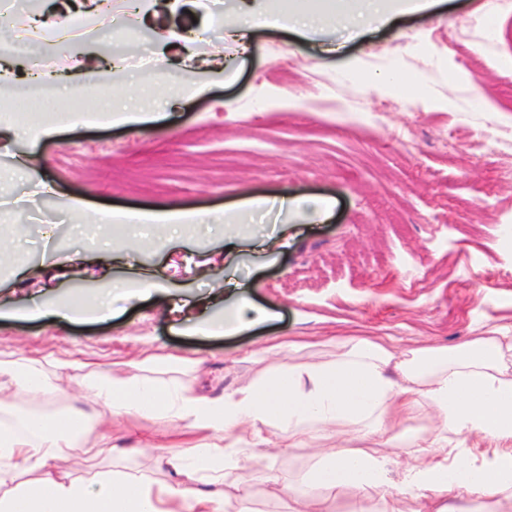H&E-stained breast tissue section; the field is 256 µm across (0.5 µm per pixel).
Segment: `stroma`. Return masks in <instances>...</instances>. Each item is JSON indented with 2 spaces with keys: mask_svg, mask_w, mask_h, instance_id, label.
<instances>
[{
  "mask_svg": "<svg viewBox=\"0 0 512 512\" xmlns=\"http://www.w3.org/2000/svg\"><path fill=\"white\" fill-rule=\"evenodd\" d=\"M228 0H179L161 17L112 12L97 29L75 25L76 41L111 47L123 61L107 101L150 99L155 117L124 124L113 118L60 128L37 142L0 140V357L33 360L51 370L56 358L100 364L118 376L204 387L219 393L247 385L311 358L331 360L341 343L363 336L393 345L454 351L497 326L512 327V181L498 172L512 165V0H439L429 12L394 15L350 35L326 28L301 37L259 28L249 54L225 41ZM190 38L191 64L174 69L159 87L153 64L174 54L161 35ZM340 43L327 52L329 42ZM23 67L73 66L76 55L0 40ZM291 60L288 69L280 60ZM370 88H362L363 77ZM196 88L186 96V88ZM502 142L471 154L489 123ZM35 153L32 175L14 167L16 153ZM54 191L42 193L39 181ZM328 198L335 207L318 218L303 206L284 214L277 197ZM86 211L74 213L70 198ZM253 202L254 221L238 207ZM221 211L237 233L224 243L225 225L197 224L165 247H146L135 259H107L101 250L126 234L100 216L117 211ZM209 261L207 274L197 262ZM155 286L141 292L136 284ZM245 282L244 296L268 313L265 322L235 335L211 333ZM67 300L77 320H32L25 312ZM182 306L168 314L171 305ZM189 356L199 370L159 367L142 372L139 356ZM51 392L13 397L22 412L54 416L79 406L107 418L124 452L93 456L75 451L58 464L70 477L129 473L160 487L170 469L153 450L138 451L139 436H169L166 417L129 413L110 417L82 373L53 375ZM351 447L387 457L391 485L411 460L408 447L359 439ZM244 448L245 499L224 512H293L282 485L304 483L320 439L277 451ZM341 512H425L423 501L387 494H348Z\"/></svg>",
  "mask_w": 512,
  "mask_h": 512,
  "instance_id": "stroma-1",
  "label": "stroma"
}]
</instances>
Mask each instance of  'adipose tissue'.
Segmentation results:
<instances>
[{
  "label": "adipose tissue",
  "instance_id": "ef3b65f1",
  "mask_svg": "<svg viewBox=\"0 0 512 512\" xmlns=\"http://www.w3.org/2000/svg\"><path fill=\"white\" fill-rule=\"evenodd\" d=\"M386 2L358 0L347 15L325 5L284 23L302 35L331 21L342 28L385 23L391 16ZM186 220L177 209L126 213L130 231L124 254L142 246L137 225L164 227L171 238ZM510 358L512 328L503 326L472 341L463 353L415 350L405 360L385 343L354 340L334 360H314L301 370L289 366L220 394L202 395L190 387L140 377L99 379L96 396L113 415L158 414L191 434L186 450L168 457L172 482L158 488L128 475L72 479L59 474L57 461L73 450L99 456L118 452L119 446L102 431L100 420L81 410L38 417L0 400V469L39 475L37 481L1 492L0 512H178V504L187 498L200 512H219L233 495L245 491L238 462L242 441L263 445L271 431L277 432L284 451L313 431H323L325 457L311 480L327 494L381 488L388 484L386 460L339 445L337 425L362 423L380 413L400 422L423 406L437 417L438 433L428 446L440 459L424 461L423 449L415 448L396 495L423 499L427 512H448L439 496L458 488L472 500L495 501L496 512H512V374L505 368ZM392 368L399 371V379L389 377ZM452 433L492 441L491 458L483 467L473 466L462 450L449 447Z\"/></svg>",
  "mask_w": 512,
  "mask_h": 512
}]
</instances>
